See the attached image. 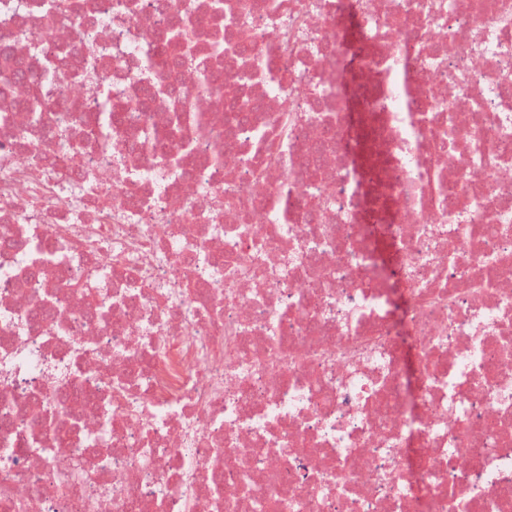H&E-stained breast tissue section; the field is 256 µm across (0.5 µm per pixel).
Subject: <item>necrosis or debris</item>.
Segmentation results:
<instances>
[{
  "label": "necrosis or debris",
  "instance_id": "obj_1",
  "mask_svg": "<svg viewBox=\"0 0 512 512\" xmlns=\"http://www.w3.org/2000/svg\"><path fill=\"white\" fill-rule=\"evenodd\" d=\"M0 512H512V0H0Z\"/></svg>",
  "mask_w": 512,
  "mask_h": 512
}]
</instances>
